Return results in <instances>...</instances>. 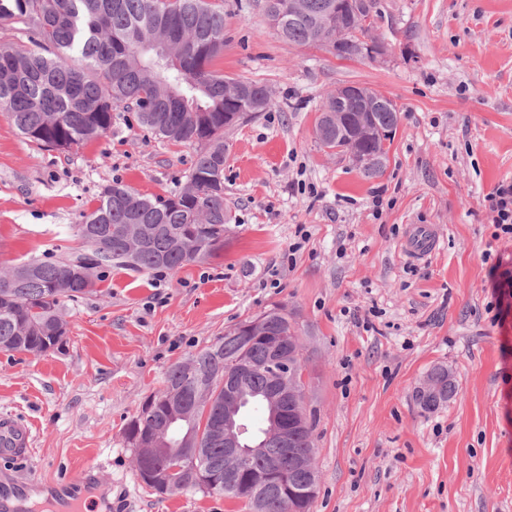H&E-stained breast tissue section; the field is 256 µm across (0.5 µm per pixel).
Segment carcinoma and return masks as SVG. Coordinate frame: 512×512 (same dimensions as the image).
Masks as SVG:
<instances>
[{"instance_id": "obj_1", "label": "carcinoma", "mask_w": 512, "mask_h": 512, "mask_svg": "<svg viewBox=\"0 0 512 512\" xmlns=\"http://www.w3.org/2000/svg\"><path fill=\"white\" fill-rule=\"evenodd\" d=\"M335 0H265V11L282 14L279 35L297 45L337 50L340 59L370 57L366 42L381 18L377 0H346L347 12L330 11ZM0 21L26 35L38 50L0 45V112L19 132L48 150H68L112 129V112L136 113L139 126L154 137L195 147L182 189L168 197H144L114 182L98 205L74 225L82 250L64 259L30 260L0 273V351L41 355L67 342L64 301L91 290L98 272L112 266L133 272L176 271L207 262L224 247V225L232 212L224 199V130L272 105L268 89L224 77L213 64L224 52V12L207 0H0ZM401 119L400 109H375L371 89L340 101L329 95L317 124L319 146L333 150L362 174L381 176L387 142ZM259 333L245 335L247 318L224 331L210 346L173 364L164 388L147 397L125 429L133 453L153 448L203 449L170 463L177 467L169 493L196 492L242 499L222 482L201 487L200 472H224V438L214 434L224 420V374L247 362L241 386L247 396L242 415L270 410L260 398L274 381L268 342L298 339L297 322L285 305L259 314ZM438 393L415 394L422 411H432L455 394L444 368L430 373ZM306 433L296 436L303 452L315 449L314 412ZM278 456L275 439L249 464L250 475ZM278 480L299 491V506L310 512L316 493L291 459L279 462ZM245 503L262 500L265 512H286L284 500L264 480L251 484Z\"/></svg>"}]
</instances>
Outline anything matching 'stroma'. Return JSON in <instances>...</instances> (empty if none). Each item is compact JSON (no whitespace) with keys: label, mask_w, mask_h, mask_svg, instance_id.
Segmentation results:
<instances>
[{"label":"stroma","mask_w":512,"mask_h":512,"mask_svg":"<svg viewBox=\"0 0 512 512\" xmlns=\"http://www.w3.org/2000/svg\"><path fill=\"white\" fill-rule=\"evenodd\" d=\"M214 2L217 70L272 99L224 134V248L175 272L104 270L65 302L62 350L0 352V414L33 436L19 476L94 465L125 512H248L200 492L158 498L125 428L170 366L282 304L297 313L317 417L311 512H512V317L490 277L512 268V243L493 240L485 208L512 180V0H378L385 53L373 60L285 42L264 0ZM344 84L401 109L380 177L317 143L322 102ZM114 116L107 134L59 152L0 112V268L79 248L71 227L112 182L149 197L184 183L191 147ZM413 224L440 233L421 259L407 252ZM438 366L457 393L421 411L415 393Z\"/></svg>","instance_id":"35a3bbf8"}]
</instances>
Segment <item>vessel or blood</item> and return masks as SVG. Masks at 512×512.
<instances>
[{
    "instance_id": "b4317fda",
    "label": "vessel or blood",
    "mask_w": 512,
    "mask_h": 512,
    "mask_svg": "<svg viewBox=\"0 0 512 512\" xmlns=\"http://www.w3.org/2000/svg\"><path fill=\"white\" fill-rule=\"evenodd\" d=\"M30 428L10 414L0 416V458L20 461L30 453ZM103 482L95 468H86L78 479L48 487L24 482L19 477L0 476V512H29L32 496L45 494L50 512H112L111 503L103 498Z\"/></svg>"
}]
</instances>
